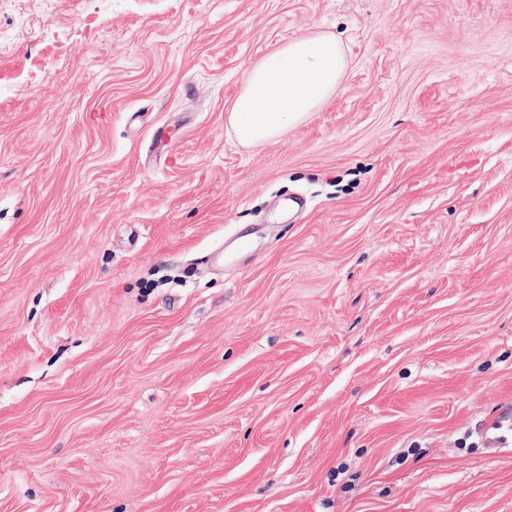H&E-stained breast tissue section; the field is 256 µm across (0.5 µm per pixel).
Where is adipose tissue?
Segmentation results:
<instances>
[{
    "mask_svg": "<svg viewBox=\"0 0 512 512\" xmlns=\"http://www.w3.org/2000/svg\"><path fill=\"white\" fill-rule=\"evenodd\" d=\"M345 71L335 36L310 34L278 46L247 69L227 123L244 146L277 139L328 100Z\"/></svg>",
    "mask_w": 512,
    "mask_h": 512,
    "instance_id": "obj_1",
    "label": "adipose tissue"
}]
</instances>
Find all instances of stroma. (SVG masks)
I'll use <instances>...</instances> for the list:
<instances>
[{"label":"stroma","instance_id":"stroma-1","mask_svg":"<svg viewBox=\"0 0 512 512\" xmlns=\"http://www.w3.org/2000/svg\"><path fill=\"white\" fill-rule=\"evenodd\" d=\"M0 512H512V0H22ZM345 79L225 120L272 48ZM346 71L338 39L310 34L280 45L246 71L227 123L244 146L285 135L336 92Z\"/></svg>","mask_w":512,"mask_h":512}]
</instances>
